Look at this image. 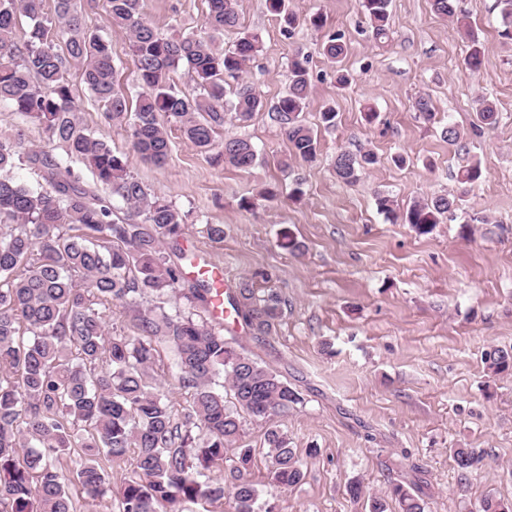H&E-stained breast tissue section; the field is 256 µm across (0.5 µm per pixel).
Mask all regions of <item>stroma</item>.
<instances>
[{
  "mask_svg": "<svg viewBox=\"0 0 512 512\" xmlns=\"http://www.w3.org/2000/svg\"><path fill=\"white\" fill-rule=\"evenodd\" d=\"M144 13L166 34L199 29L206 0H143ZM299 17L321 13L322 29L307 24L286 32L265 0H237L238 30L258 33L263 49L245 78L266 103L288 90V64L310 58L313 93L304 112L316 128L315 162L281 169L288 142L268 112L225 125L226 136L248 138L257 151L245 171L212 166L180 135L165 165L131 157L130 169L185 216L184 249L224 269V290L249 284L274 290L282 316L270 335L254 336L243 323L225 339L274 370L301 397L287 414L258 421L241 415L240 444L253 448L250 478L276 512H369L393 483L419 487L426 512H477L493 494L512 500V375L490 373L487 350H512V42L501 37L498 0H464L472 38L440 18L431 0H391L386 43L376 44L357 0H288ZM103 6L86 10L91 30L112 43L119 82L137 96L135 66L124 31L107 27ZM225 32L229 47L237 32ZM341 34L347 54L331 64L319 46ZM484 49L479 72L463 60L472 41ZM348 71L347 88L336 85ZM69 79L84 124L113 148L128 147L123 128L108 123L92 101L79 69ZM428 95L433 122L412 108ZM493 101L498 121L479 126L476 102ZM372 105L378 117L366 122ZM338 113L335 129L320 127L324 108ZM454 125L463 138L441 136ZM366 151L377 161L354 185L338 181V151ZM479 164L481 179L459 184L464 166ZM277 186L275 199L262 191ZM301 186L299 199L290 196ZM460 199L453 219L432 233L393 222L378 196L396 213L436 194ZM251 207H242V199ZM210 224L223 225L211 242ZM300 243L278 246L281 232ZM279 426L303 463V480L280 489L268 477L265 431ZM483 448L485 466L461 476L453 449ZM316 456H308V449ZM366 491L355 500L352 480Z\"/></svg>",
  "mask_w": 512,
  "mask_h": 512,
  "instance_id": "obj_1",
  "label": "stroma"
}]
</instances>
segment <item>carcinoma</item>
<instances>
[{
  "mask_svg": "<svg viewBox=\"0 0 512 512\" xmlns=\"http://www.w3.org/2000/svg\"><path fill=\"white\" fill-rule=\"evenodd\" d=\"M461 3L432 0V7L456 19L470 38ZM267 4L286 31L294 29L297 17L286 11L285 0ZM389 5L359 0L377 42L388 36ZM207 8L200 31L165 36L144 16L142 0H106L107 23L127 33L142 89L132 106L119 88L111 42L86 26L74 0H0V101L61 149L0 137V171L26 164L46 184L37 189L0 177V512H75L62 466L72 448L82 455L70 473L91 502L115 494L119 512H181L187 501L219 503L224 487L210 482L207 472L224 464V449L240 438L239 412L263 420L300 403L276 372L235 349L209 321L212 288L199 279L185 286L182 265L171 259L184 258L183 214L132 174L128 153L82 125L73 102L68 73L78 67L105 117L128 128L131 152L156 165L171 154L173 122L212 164L253 167L257 154L247 139L218 142L216 135L226 121L245 123L265 108L288 141L280 167L314 161L318 138L303 118L311 94L309 58L291 60L288 92L269 106L243 78L262 51L261 37L241 31L231 47L218 49L217 38L239 26L237 0H207ZM23 18L30 31L20 40ZM320 51L336 63L347 47L332 35ZM181 66L194 72L197 94L170 83ZM477 115L492 126L498 112L483 100ZM77 162L93 183L75 171ZM375 163L370 152L344 150L336 153L333 171L351 185ZM458 201L434 195L411 205L403 220L429 234ZM147 294L173 297L174 311L157 316L141 309L139 299ZM114 302L131 313L133 333L109 335ZM228 304L260 336L270 334L281 315L277 294L260 300L246 284ZM160 340L175 353L176 381L187 394L179 410L146 383ZM484 364L493 374L512 370V352L493 349L484 353ZM220 375L235 411L224 389L216 388ZM265 441L271 483L299 484L304 474L288 435L270 428ZM132 449L134 471L114 488L112 464ZM252 456L253 449L237 448L230 468L234 512H256L261 497L248 478ZM453 458L466 476L483 467L486 452L455 448ZM388 495L400 512H425L424 500L402 483L392 484ZM479 512H512V503L487 495Z\"/></svg>",
  "mask_w": 512,
  "mask_h": 512,
  "instance_id": "1",
  "label": "carcinoma"
}]
</instances>
